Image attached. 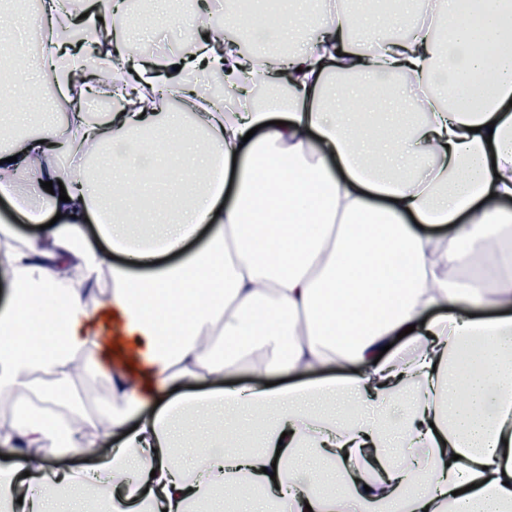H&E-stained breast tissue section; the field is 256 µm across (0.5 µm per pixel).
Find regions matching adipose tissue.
I'll return each instance as SVG.
<instances>
[{"mask_svg":"<svg viewBox=\"0 0 512 512\" xmlns=\"http://www.w3.org/2000/svg\"><path fill=\"white\" fill-rule=\"evenodd\" d=\"M122 8L80 19L45 0L40 72L65 112L0 149V196L38 226L0 235V446L15 451L0 512H86L78 488L103 512H208L219 497L253 512H512V211L488 205L512 200V0H429L412 41L366 54L343 41L358 19L344 6L253 17L288 45V93L264 70L260 103L242 81L251 59L226 42L167 60L223 73L235 112L173 74L130 75L131 38L66 47L75 22ZM104 65L118 90L94 122ZM345 68L361 104L400 78L392 111L365 121L339 104ZM401 106L412 125H394ZM62 147L77 169L57 165ZM29 181L68 199L25 196ZM104 316L146 344L145 368L114 364ZM330 366L341 378L316 380ZM242 369L300 383L214 387ZM82 371L110 381L111 410L85 411ZM190 413L224 431L186 462ZM57 446L96 457L94 476L25 480L30 449Z\"/></svg>","mask_w":512,"mask_h":512,"instance_id":"ef3b65f1","label":"adipose tissue"}]
</instances>
